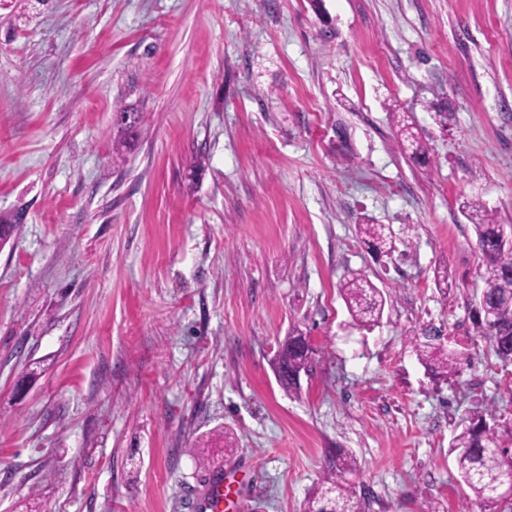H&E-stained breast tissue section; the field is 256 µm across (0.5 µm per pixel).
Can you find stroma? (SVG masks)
I'll use <instances>...</instances> for the list:
<instances>
[{"mask_svg": "<svg viewBox=\"0 0 512 512\" xmlns=\"http://www.w3.org/2000/svg\"><path fill=\"white\" fill-rule=\"evenodd\" d=\"M509 136L512 0H0V512H196L215 470L240 512H301L339 448L368 512H489L450 442L476 411L512 431V364L462 204L512 225ZM353 272L387 296L369 328ZM125 115L130 116V120H123ZM112 121L115 128H117L118 135H120L116 146L127 148L134 141L137 125L140 121V113L133 112L132 108L120 107L116 112L112 113ZM393 121L399 127L400 135L404 137V141L412 147L413 153L426 157L427 146L413 130V123L409 122V117L404 112H393ZM364 242L379 253L392 256L397 251L396 237L383 224H360ZM340 295L358 325L371 326L382 318L386 299L365 276L351 273L341 284ZM313 350L302 334H291L281 344L276 365L280 384L288 392H297L299 385L294 377L299 373H307L311 367ZM417 345L418 355L429 365L435 375L448 378L461 370V357L456 351H448L442 344L423 342Z\"/></svg>", "mask_w": 512, "mask_h": 512, "instance_id": "35a3bbf8", "label": "stroma"}]
</instances>
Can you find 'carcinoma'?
Returning <instances> with one entry per match:
<instances>
[{"instance_id": "obj_1", "label": "carcinoma", "mask_w": 512, "mask_h": 512, "mask_svg": "<svg viewBox=\"0 0 512 512\" xmlns=\"http://www.w3.org/2000/svg\"><path fill=\"white\" fill-rule=\"evenodd\" d=\"M117 128V146L128 147L134 141L140 113L120 107L112 113ZM393 121L400 135L412 147L413 153L427 155V146L413 130V123L403 112L393 113ZM475 228L477 247L484 266L486 288L482 291L476 328L486 336L495 355L502 362L512 363V225L498 224L493 215L478 200L462 205ZM359 231L364 242L379 253L388 256L397 251L396 237L383 224H361ZM346 307L360 326H371L382 318L386 302L383 293L365 276L351 274L340 288ZM418 355L435 375L446 378L461 370V357L440 344H418ZM313 350L306 338L292 334L281 344L276 365L280 384L288 392H296L299 385L294 377L311 367ZM488 413L473 415L458 430L450 443L456 453V467L462 482L480 503L493 512H512V499L498 494V487L508 472H512V432L499 431L497 424L487 419ZM359 469L356 458L349 453H336L323 472L319 486L304 505L303 512H366L369 504L365 496L348 481L346 475Z\"/></svg>"}]
</instances>
